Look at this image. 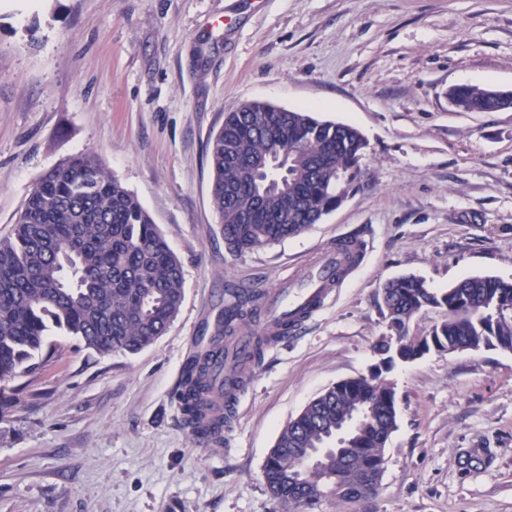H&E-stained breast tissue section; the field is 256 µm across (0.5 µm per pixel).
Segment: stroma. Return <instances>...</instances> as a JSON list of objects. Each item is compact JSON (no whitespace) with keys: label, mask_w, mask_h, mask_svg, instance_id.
Instances as JSON below:
<instances>
[{"label":"stroma","mask_w":512,"mask_h":512,"mask_svg":"<svg viewBox=\"0 0 512 512\" xmlns=\"http://www.w3.org/2000/svg\"><path fill=\"white\" fill-rule=\"evenodd\" d=\"M458 84L512 89V0H0V236L40 177L91 152L184 278L149 348L102 356L63 336L0 390V512H284L266 456L311 399L378 363L383 283L512 281V109L456 111ZM250 100L356 127L369 184L303 234L236 257L207 142ZM347 237L365 241L363 260L265 350L228 446L211 452L178 402L187 359L235 292L302 280ZM387 378L398 427L377 496L317 512H512V352L432 351Z\"/></svg>","instance_id":"35a3bbf8"}]
</instances>
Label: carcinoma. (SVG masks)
<instances>
[{"mask_svg": "<svg viewBox=\"0 0 512 512\" xmlns=\"http://www.w3.org/2000/svg\"><path fill=\"white\" fill-rule=\"evenodd\" d=\"M448 96L461 112H491L487 90L456 85ZM366 140L356 128L288 112L266 102L226 113L210 139L211 202L226 249L242 256L304 233L358 190ZM263 294L234 295L214 340L235 333L257 313ZM389 323L404 336L403 351H383L390 370L404 358L438 351H512V281L470 276L444 291L414 275L387 281ZM184 299L182 266L137 197L100 159L61 160L30 191L12 232L0 237V383L38 367L52 335L73 336L105 356L136 354L168 329ZM444 319L425 336L407 333L426 308ZM211 354L191 357L183 372V412L193 419L213 393ZM382 373L321 394L280 431L262 477L270 495L294 512L326 499L358 501L385 465V437L397 428ZM350 446L331 455L330 473L307 467L303 449L322 447L346 417L368 406Z\"/></svg>", "mask_w": 512, "mask_h": 512, "instance_id": "carcinoma-1", "label": "carcinoma"}]
</instances>
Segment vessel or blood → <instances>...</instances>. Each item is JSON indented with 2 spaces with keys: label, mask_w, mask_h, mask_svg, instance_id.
Listing matches in <instances>:
<instances>
[{
  "label": "vessel or blood",
  "mask_w": 512,
  "mask_h": 512,
  "mask_svg": "<svg viewBox=\"0 0 512 512\" xmlns=\"http://www.w3.org/2000/svg\"><path fill=\"white\" fill-rule=\"evenodd\" d=\"M362 253L361 242H337L335 246L322 251L314 270L307 278L296 285L274 290L267 299L264 309V333L271 344H279L288 335L321 309L339 283L336 267L344 263L346 252ZM254 338L249 331H242L214 350L213 364L219 379L216 388L229 394L230 400L222 407L204 406L195 418L198 431L207 436L212 451H221L229 423L223 422L224 410L233 409V401L238 398L243 382L249 381L254 372L248 361Z\"/></svg>",
  "instance_id": "obj_1"
}]
</instances>
